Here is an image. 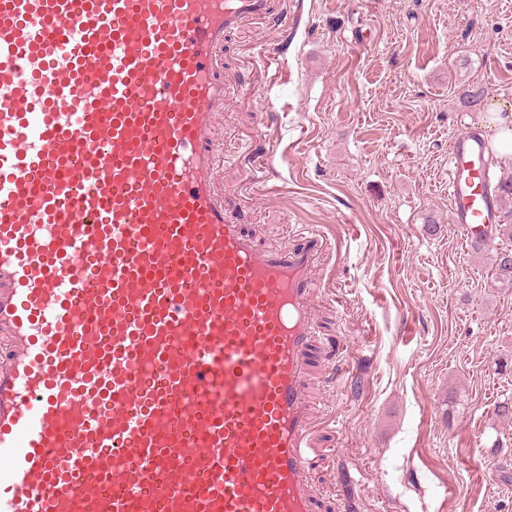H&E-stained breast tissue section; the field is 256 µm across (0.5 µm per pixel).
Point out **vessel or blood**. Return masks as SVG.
<instances>
[{"mask_svg":"<svg viewBox=\"0 0 512 512\" xmlns=\"http://www.w3.org/2000/svg\"><path fill=\"white\" fill-rule=\"evenodd\" d=\"M270 0H0V512H316L319 241L259 250L213 184L226 31ZM467 241L501 216L456 138Z\"/></svg>","mask_w":512,"mask_h":512,"instance_id":"1","label":"vessel or blood"}]
</instances>
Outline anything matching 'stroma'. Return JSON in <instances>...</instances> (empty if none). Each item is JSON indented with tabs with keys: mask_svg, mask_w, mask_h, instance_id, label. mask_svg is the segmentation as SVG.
Wrapping results in <instances>:
<instances>
[{
	"mask_svg": "<svg viewBox=\"0 0 512 512\" xmlns=\"http://www.w3.org/2000/svg\"><path fill=\"white\" fill-rule=\"evenodd\" d=\"M273 2L226 39L212 143L261 248L322 242L309 489L320 512H512V235L474 252L448 202L453 141L512 108V0Z\"/></svg>",
	"mask_w": 512,
	"mask_h": 512,
	"instance_id": "35a3bbf8",
	"label": "stroma"
}]
</instances>
